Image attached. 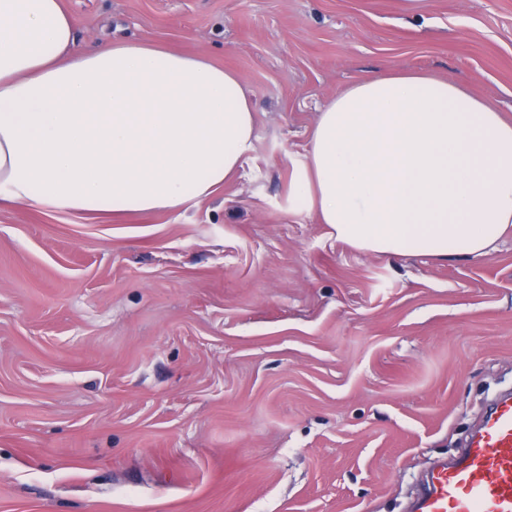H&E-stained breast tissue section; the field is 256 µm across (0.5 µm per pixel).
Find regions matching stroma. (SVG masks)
Instances as JSON below:
<instances>
[{
	"mask_svg": "<svg viewBox=\"0 0 512 512\" xmlns=\"http://www.w3.org/2000/svg\"><path fill=\"white\" fill-rule=\"evenodd\" d=\"M87 50L236 72L229 183L117 221L0 205V512H406L512 388V237L475 260L336 241L289 186L321 107L380 70L512 116V0H65Z\"/></svg>",
	"mask_w": 512,
	"mask_h": 512,
	"instance_id": "1",
	"label": "stroma"
}]
</instances>
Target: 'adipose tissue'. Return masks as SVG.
Instances as JSON below:
<instances>
[{"label": "adipose tissue", "instance_id": "adipose-tissue-1", "mask_svg": "<svg viewBox=\"0 0 512 512\" xmlns=\"http://www.w3.org/2000/svg\"><path fill=\"white\" fill-rule=\"evenodd\" d=\"M255 138L232 70L154 43L86 51L64 0H0V203L178 209L229 182ZM291 197L360 251L485 256L512 233V117L452 77L373 75L325 104Z\"/></svg>", "mask_w": 512, "mask_h": 512}]
</instances>
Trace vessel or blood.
Returning a JSON list of instances; mask_svg holds the SVG:
<instances>
[{
  "label": "vessel or blood",
  "mask_w": 512,
  "mask_h": 512,
  "mask_svg": "<svg viewBox=\"0 0 512 512\" xmlns=\"http://www.w3.org/2000/svg\"><path fill=\"white\" fill-rule=\"evenodd\" d=\"M411 512H512V394L497 396L455 457L423 479Z\"/></svg>",
  "instance_id": "obj_1"
}]
</instances>
